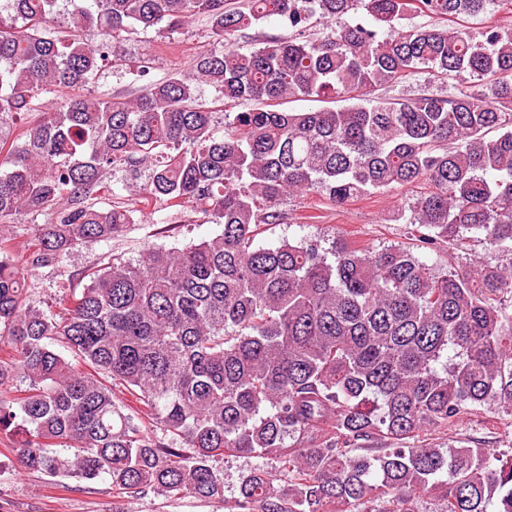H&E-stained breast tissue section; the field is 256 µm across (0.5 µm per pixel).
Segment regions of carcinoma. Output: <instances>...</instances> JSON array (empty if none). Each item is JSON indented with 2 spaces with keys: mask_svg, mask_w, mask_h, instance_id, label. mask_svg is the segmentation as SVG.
I'll return each instance as SVG.
<instances>
[{
  "mask_svg": "<svg viewBox=\"0 0 512 512\" xmlns=\"http://www.w3.org/2000/svg\"><path fill=\"white\" fill-rule=\"evenodd\" d=\"M512 0H4L0 3V435L18 468L130 497L224 498L230 512H512V448L448 444L477 417L512 426V27L460 23ZM65 27L54 25L59 11ZM363 12L355 23L343 17ZM449 21L416 25L411 16ZM272 18L288 36L243 51ZM203 21L214 47L125 100L92 87L122 43ZM102 41L85 42L88 27ZM413 74L446 97L381 96ZM221 105L248 100L224 133ZM347 105L273 109L284 100ZM121 171L161 204L222 226L182 248L112 258L33 298L45 270L109 243L135 210L96 206ZM415 189L412 244L316 236L257 244L297 192L342 207ZM50 216L25 251L13 224ZM488 257L441 272L415 250ZM82 361L80 370L67 355ZM27 382L13 389L14 375ZM287 33V30L281 26L279 21L271 19L259 27L249 28L239 32L238 36H235L234 39L238 46L250 48L259 40L278 37Z\"/></svg>",
  "mask_w": 512,
  "mask_h": 512,
  "instance_id": "obj_1",
  "label": "carcinoma"
}]
</instances>
